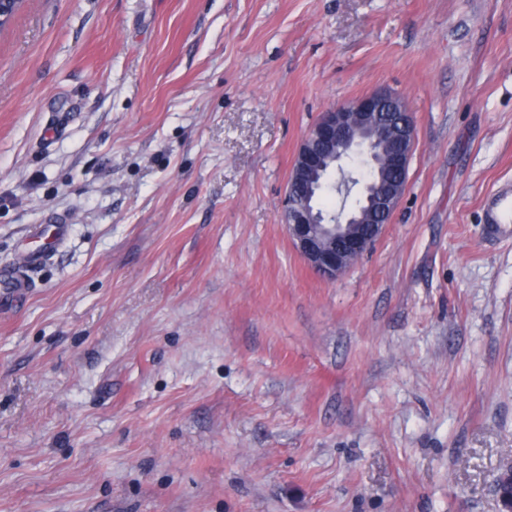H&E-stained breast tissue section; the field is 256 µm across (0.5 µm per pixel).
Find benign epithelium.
I'll return each mask as SVG.
<instances>
[{
  "label": "benign epithelium",
  "mask_w": 512,
  "mask_h": 512,
  "mask_svg": "<svg viewBox=\"0 0 512 512\" xmlns=\"http://www.w3.org/2000/svg\"><path fill=\"white\" fill-rule=\"evenodd\" d=\"M24 0H0V28ZM416 133L412 112L398 94L379 90L322 113L293 160L282 214L288 236L307 266L327 281L342 275L380 238L406 187ZM359 159L373 178L356 177L366 206L320 212L314 196L322 172L341 174Z\"/></svg>",
  "instance_id": "benign-epithelium-1"
}]
</instances>
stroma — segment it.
I'll return each mask as SVG.
<instances>
[{"instance_id": "35a3bbf8", "label": "stroma", "mask_w": 512, "mask_h": 512, "mask_svg": "<svg viewBox=\"0 0 512 512\" xmlns=\"http://www.w3.org/2000/svg\"><path fill=\"white\" fill-rule=\"evenodd\" d=\"M386 89L407 186L336 280L280 203ZM512 0H25L0 30V512H498ZM485 221L489 228L500 230V225L512 223V194L507 189L499 191L485 211ZM65 232L64 224H55L41 237V249L38 252L28 253L24 258L29 265L40 261L43 254L53 252ZM27 272V270L19 267L7 266L0 268V292L13 295L16 298L25 296L29 288H32Z\"/></svg>"}]
</instances>
